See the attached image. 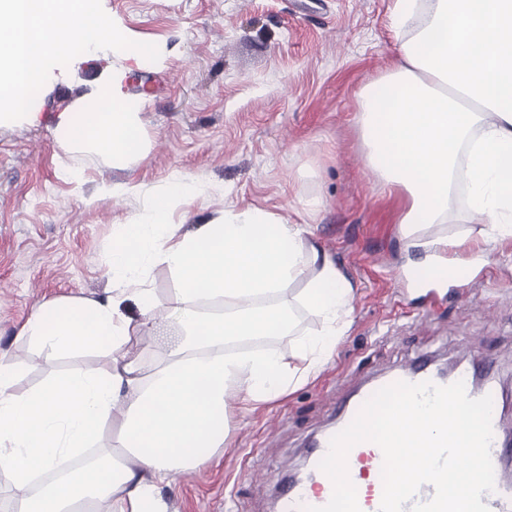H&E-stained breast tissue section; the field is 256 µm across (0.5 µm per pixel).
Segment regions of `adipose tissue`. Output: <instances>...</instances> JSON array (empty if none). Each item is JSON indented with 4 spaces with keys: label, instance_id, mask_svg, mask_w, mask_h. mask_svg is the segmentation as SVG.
Listing matches in <instances>:
<instances>
[{
    "label": "adipose tissue",
    "instance_id": "1",
    "mask_svg": "<svg viewBox=\"0 0 512 512\" xmlns=\"http://www.w3.org/2000/svg\"><path fill=\"white\" fill-rule=\"evenodd\" d=\"M428 21L401 46V61L360 94L359 124L367 165L384 186L405 196L400 220L409 247L427 251L446 274L461 271V250L512 238V0H395L406 22ZM98 98L91 122L65 126L64 143L115 161L144 157L139 102L119 90ZM468 190L467 237L430 234L447 223L459 176ZM182 179L155 200L148 220L121 225L102 300L44 303L20 334L50 355L107 347L103 372L61 373L25 393L0 372V470L12 482L16 512H163L161 487L211 464L224 445L228 398L248 410L317 374L333 339L350 325L353 288L334 258L311 240L310 225L259 210L199 225L171 223V196L193 194ZM458 256L447 259L449 250ZM164 264L185 303L171 315L181 338L152 371L137 345L154 321L149 264ZM314 275L301 301L317 314L319 337L301 340L308 364L296 375L274 352L229 353L230 341L284 334V306L266 297L305 270ZM134 303L138 317L125 311ZM116 432V445L105 444Z\"/></svg>",
    "mask_w": 512,
    "mask_h": 512
}]
</instances>
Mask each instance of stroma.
<instances>
[{
  "instance_id": "obj_1",
  "label": "stroma",
  "mask_w": 512,
  "mask_h": 512,
  "mask_svg": "<svg viewBox=\"0 0 512 512\" xmlns=\"http://www.w3.org/2000/svg\"><path fill=\"white\" fill-rule=\"evenodd\" d=\"M133 39L156 44L158 61L136 66L109 52H85L52 70L32 105L37 120L0 123V365L18 391L66 370L107 367L110 354L49 356L19 329L45 302L111 294L108 267L118 225L148 217L178 178L193 195L171 207L192 229L255 207L309 224L354 285L352 324L332 360L306 383L228 420V448L206 481L180 476L160 494L166 512H278L284 475L298 476L311 444L340 421L337 407L358 390L408 368L477 366L512 429V239L491 253L469 252L462 276L423 270L407 247L400 194L367 167L357 121L359 95L392 69L418 20L397 25L394 0H101ZM135 68L125 96L143 101L147 155L121 165L67 147L63 124L81 115L93 90L112 92V74ZM138 184L134 194L106 186ZM305 271L275 295L289 307L290 335L258 340L291 367H304L299 341L321 320L300 295ZM157 302L141 336L144 370L170 344L159 334L180 304L165 265L148 271Z\"/></svg>"
}]
</instances>
